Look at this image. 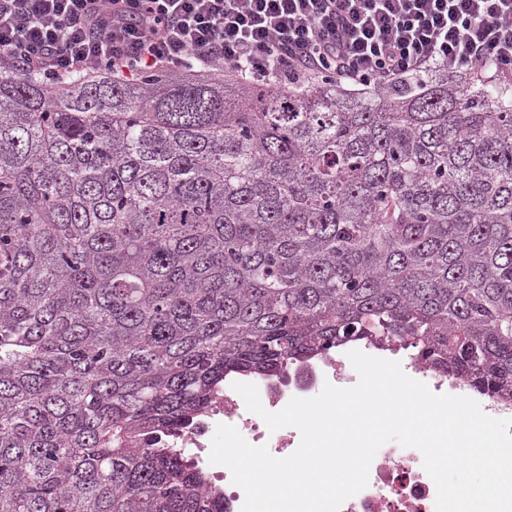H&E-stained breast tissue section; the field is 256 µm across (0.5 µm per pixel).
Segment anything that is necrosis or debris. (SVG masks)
<instances>
[{
  "instance_id": "obj_1",
  "label": "necrosis or debris",
  "mask_w": 512,
  "mask_h": 512,
  "mask_svg": "<svg viewBox=\"0 0 512 512\" xmlns=\"http://www.w3.org/2000/svg\"><path fill=\"white\" fill-rule=\"evenodd\" d=\"M371 352L370 344L347 343L346 347L293 364L286 374L256 379L261 402L270 412L282 410L292 398H312L324 384L350 388L358 381L347 357L348 351ZM402 369L412 379L424 382L436 394L469 395L468 385L433 368L425 361L409 358ZM237 428L254 446H266L270 454L284 458L299 446L297 428L284 427L269 431L258 415L247 410L242 397L232 385H225L209 413L203 415L183 436L173 438L174 447L191 451L196 464L208 469L212 480L224 485L226 512H241L244 497L233 484L229 469L209 462L211 441L217 425ZM436 488L422 464L421 453L414 448L384 446L369 468L365 489L345 500L339 512H435Z\"/></svg>"
}]
</instances>
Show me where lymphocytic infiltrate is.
<instances>
[{
    "label": "lymphocytic infiltrate",
    "mask_w": 512,
    "mask_h": 512,
    "mask_svg": "<svg viewBox=\"0 0 512 512\" xmlns=\"http://www.w3.org/2000/svg\"><path fill=\"white\" fill-rule=\"evenodd\" d=\"M0 62L46 83L199 66L385 89L432 66L512 77V0H0Z\"/></svg>",
    "instance_id": "1"
}]
</instances>
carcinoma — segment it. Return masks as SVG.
<instances>
[{
  "label": "carcinoma",
  "mask_w": 512,
  "mask_h": 512,
  "mask_svg": "<svg viewBox=\"0 0 512 512\" xmlns=\"http://www.w3.org/2000/svg\"><path fill=\"white\" fill-rule=\"evenodd\" d=\"M353 340L512 399V85L0 63V512H224L166 437Z\"/></svg>",
  "instance_id": "carcinoma-1"
}]
</instances>
